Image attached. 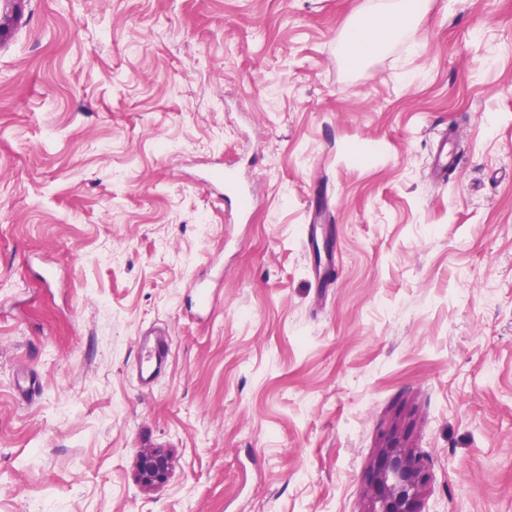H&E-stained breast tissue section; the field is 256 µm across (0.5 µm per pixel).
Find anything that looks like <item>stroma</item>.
<instances>
[{
    "mask_svg": "<svg viewBox=\"0 0 512 512\" xmlns=\"http://www.w3.org/2000/svg\"><path fill=\"white\" fill-rule=\"evenodd\" d=\"M381 2L24 0L0 40V512H363L388 441L424 459L420 512H512V0H427L349 72L338 36ZM223 163L246 218L201 181ZM148 329L171 338L150 390ZM145 448L172 461L150 492ZM455 139L456 134L452 129L442 132L435 139L428 163L429 178L435 185L448 183V174L461 163L460 152L448 147V143H453ZM170 340L161 332H145L136 339V366L140 385L153 388L166 366Z\"/></svg>",
    "mask_w": 512,
    "mask_h": 512,
    "instance_id": "obj_1",
    "label": "stroma"
}]
</instances>
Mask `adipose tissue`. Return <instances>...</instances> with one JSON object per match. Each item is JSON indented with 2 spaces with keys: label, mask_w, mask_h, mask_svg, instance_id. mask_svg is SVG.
<instances>
[{
  "label": "adipose tissue",
  "mask_w": 512,
  "mask_h": 512,
  "mask_svg": "<svg viewBox=\"0 0 512 512\" xmlns=\"http://www.w3.org/2000/svg\"><path fill=\"white\" fill-rule=\"evenodd\" d=\"M419 9L417 0H396L393 8L386 12L367 13L355 9L358 22L349 39V51L353 61L367 60L380 50L398 31L404 30Z\"/></svg>",
  "instance_id": "adipose-tissue-1"
}]
</instances>
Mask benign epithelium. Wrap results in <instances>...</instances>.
I'll list each match as a JSON object with an SVG mask.
<instances>
[{"label":"benign epithelium","mask_w":512,"mask_h":512,"mask_svg":"<svg viewBox=\"0 0 512 512\" xmlns=\"http://www.w3.org/2000/svg\"><path fill=\"white\" fill-rule=\"evenodd\" d=\"M172 467L170 457L159 450L138 454V483L150 490L165 483ZM423 464L409 448L385 446L378 449L371 472L367 512H419Z\"/></svg>","instance_id":"benign-epithelium-1"}]
</instances>
